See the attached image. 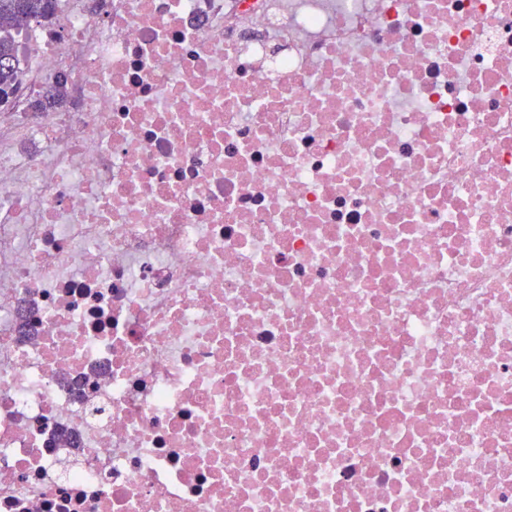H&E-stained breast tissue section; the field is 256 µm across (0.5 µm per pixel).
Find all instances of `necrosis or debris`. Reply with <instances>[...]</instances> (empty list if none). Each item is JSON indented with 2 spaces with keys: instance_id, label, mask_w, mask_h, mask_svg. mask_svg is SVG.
Returning <instances> with one entry per match:
<instances>
[{
  "instance_id": "necrosis-or-debris-1",
  "label": "necrosis or debris",
  "mask_w": 512,
  "mask_h": 512,
  "mask_svg": "<svg viewBox=\"0 0 512 512\" xmlns=\"http://www.w3.org/2000/svg\"><path fill=\"white\" fill-rule=\"evenodd\" d=\"M21 59L0 512H512V0H54Z\"/></svg>"
}]
</instances>
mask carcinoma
<instances>
[{
    "label": "carcinoma",
    "mask_w": 512,
    "mask_h": 512,
    "mask_svg": "<svg viewBox=\"0 0 512 512\" xmlns=\"http://www.w3.org/2000/svg\"><path fill=\"white\" fill-rule=\"evenodd\" d=\"M52 8L53 0H0V107L8 105L22 82L16 34L38 19L48 17ZM65 94L64 85L52 86L36 106L41 110L59 106Z\"/></svg>",
    "instance_id": "1"
}]
</instances>
